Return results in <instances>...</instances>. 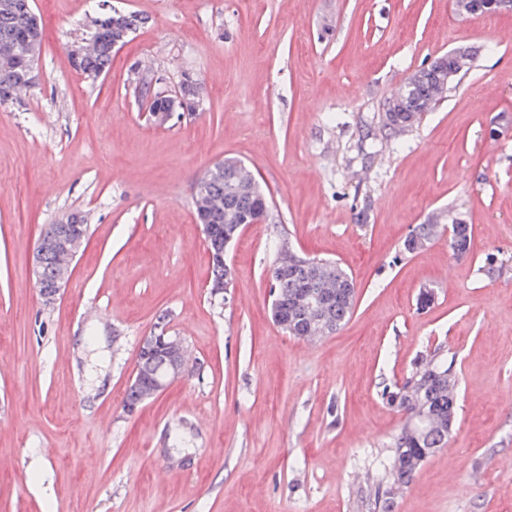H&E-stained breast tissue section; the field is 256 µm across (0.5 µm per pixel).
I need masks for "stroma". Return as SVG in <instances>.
<instances>
[{
  "label": "stroma",
  "instance_id": "stroma-1",
  "mask_svg": "<svg viewBox=\"0 0 512 512\" xmlns=\"http://www.w3.org/2000/svg\"><path fill=\"white\" fill-rule=\"evenodd\" d=\"M100 1L34 0L37 81L0 105V512H379L374 478L404 422L381 391L435 353L456 364V425L390 512H512V12L104 0L148 22L93 81L66 54ZM451 49L474 56L460 83L418 125L385 127L386 101ZM138 64L158 92L196 76L198 111L154 123ZM227 156L266 187L272 216L246 225L214 295L193 200ZM441 209L472 224L469 253L445 235L405 252ZM71 211L89 237L48 305L36 239ZM282 239L354 278L330 336L270 317ZM161 321L189 373L128 414Z\"/></svg>",
  "mask_w": 512,
  "mask_h": 512
}]
</instances>
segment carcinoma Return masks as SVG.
<instances>
[{
	"label": "carcinoma",
	"mask_w": 512,
	"mask_h": 512,
	"mask_svg": "<svg viewBox=\"0 0 512 512\" xmlns=\"http://www.w3.org/2000/svg\"><path fill=\"white\" fill-rule=\"evenodd\" d=\"M456 9L462 15L495 11L490 0H456ZM140 27L131 12H111L98 21L92 20L86 37L88 48L74 69L90 79L108 73L112 62V42L127 38L129 26ZM42 28L33 11L31 0H0V104L18 99L22 92L35 85V66L39 58ZM403 113L396 116L400 128L412 127L421 116L446 97V89L432 80L403 90ZM213 180L208 192L210 203L205 218L224 225L227 233L236 224L234 217L251 218L263 215V207L270 201L260 183L244 163L235 157H226L214 163L205 173ZM454 226L450 246L454 253L470 250L473 227L457 215L445 211L433 214L425 223L413 229L411 241L404 249L412 253L433 238L439 225ZM296 275L284 278L278 275V260L270 265V283L273 295L280 298V306L288 312L293 324V336L316 339L336 332L352 313L356 285L348 271L339 263L320 258L297 257ZM306 285L313 290L335 288L340 291L336 304L326 308L325 317L318 310L295 306L294 295ZM162 357L142 350L138 354L136 377L139 384L129 386L124 403H142L151 397L150 386ZM387 403L405 415L400 432L394 438L388 464L389 482L397 487L409 484L423 463L433 455V449L448 446L453 430L458 398V379L454 363L431 357L421 361L401 384L383 389Z\"/></svg>",
	"instance_id": "obj_1"
}]
</instances>
